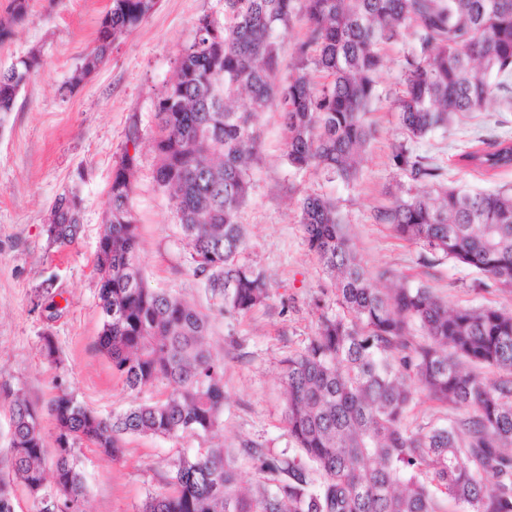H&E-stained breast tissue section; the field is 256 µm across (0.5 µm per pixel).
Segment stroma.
I'll list each match as a JSON object with an SVG mask.
<instances>
[{"label": "stroma", "instance_id": "1", "mask_svg": "<svg viewBox=\"0 0 512 512\" xmlns=\"http://www.w3.org/2000/svg\"><path fill=\"white\" fill-rule=\"evenodd\" d=\"M109 6L110 0H32L25 22L0 46V66L33 49L42 62L0 128V459L8 454L5 392H22L43 407L62 385L104 416L125 411L139 398L166 396L161 387L131 393L97 349L102 320L93 262L112 171L124 150L135 148L132 206L142 271L153 287L210 315L209 343L224 360L220 431L178 439L129 436L118 461L83 449L85 512H139L148 496L168 491L171 464L180 453L245 442L278 452L293 449L284 422L283 361L314 336L321 315L336 312L332 281L309 251L299 222L297 201L303 194L335 198L350 243L371 273L426 283L452 305L512 311V293L487 286L476 270L394 238L374 219L398 187L409 183L391 160L396 147L409 142L393 106L402 62L413 46L408 35L385 50L378 97L367 115L375 134L354 183L289 168L278 112L272 108L262 115L263 153L253 166L252 194L241 221L247 232L244 258L265 272L270 297L246 315L224 317L221 298L192 275L168 197L153 179L158 95L192 40L197 19L221 16L222 6L219 0H161L137 29L113 44L104 66L71 86ZM506 133L512 135V111L492 110L412 145L416 154L442 167L450 185L490 190L512 186V170L489 178L463 167L459 156L479 140ZM68 191L83 200L81 232L56 250L47 244V216L55 198ZM46 333L58 349L55 366L41 354Z\"/></svg>", "mask_w": 512, "mask_h": 512}]
</instances>
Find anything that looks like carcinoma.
I'll return each mask as SVG.
<instances>
[{"instance_id":"1","label":"carcinoma","mask_w":512,"mask_h":512,"mask_svg":"<svg viewBox=\"0 0 512 512\" xmlns=\"http://www.w3.org/2000/svg\"><path fill=\"white\" fill-rule=\"evenodd\" d=\"M223 19L203 15L156 104L154 181L168 194L185 258L224 315L264 304L263 271L243 260L240 217L261 155L258 122L276 107L288 166L332 180H356L372 129L384 48L409 33L395 100L412 139L512 104V0H221ZM159 0H111L75 86L108 59L115 40L135 29ZM304 4L307 32L288 79H279L281 38ZM31 0H9L0 45L26 19ZM41 67L35 50L0 67V125ZM473 170H512V140L481 141L462 155ZM136 156L113 170L109 207L95 254L102 329L97 347L125 387H163L165 398L103 416L60 388L46 406L54 422L48 452L42 410L8 394L7 476L0 512H14L24 484L35 512H83L84 448L119 459L131 435L208 436L222 426L224 362L207 343L209 316L152 287L139 262L131 195ZM393 165L427 189L396 195L375 219L400 239L472 268L512 292V188L468 191L443 180L442 167L400 146ZM82 198L59 195L46 228L65 247L80 230ZM309 248L332 279L340 312L321 316L307 345L283 360L285 423L296 453L244 445L182 454L172 491L150 496L141 512H512V313L456 306L432 288L393 280L378 287L349 244L336 199L298 200ZM423 342L415 341L414 331ZM483 368L497 371L488 382ZM457 412L446 426L407 424L415 395ZM259 480L244 489L239 456ZM494 478L487 485L482 475Z\"/></svg>"}]
</instances>
